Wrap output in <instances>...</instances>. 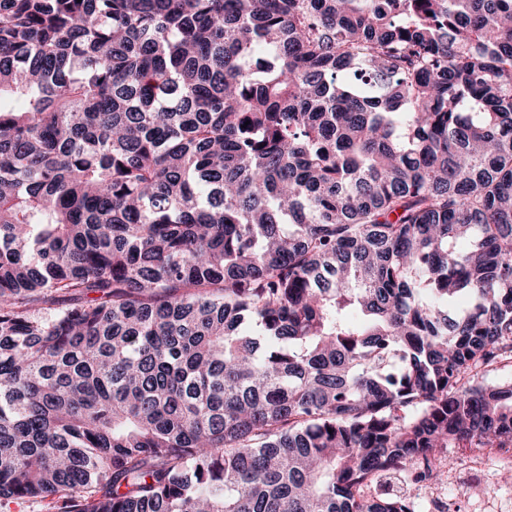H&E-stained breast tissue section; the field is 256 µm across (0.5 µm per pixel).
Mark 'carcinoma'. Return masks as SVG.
<instances>
[{"instance_id": "carcinoma-1", "label": "carcinoma", "mask_w": 512, "mask_h": 512, "mask_svg": "<svg viewBox=\"0 0 512 512\" xmlns=\"http://www.w3.org/2000/svg\"><path fill=\"white\" fill-rule=\"evenodd\" d=\"M512 0H0V500L416 512L512 448Z\"/></svg>"}]
</instances>
